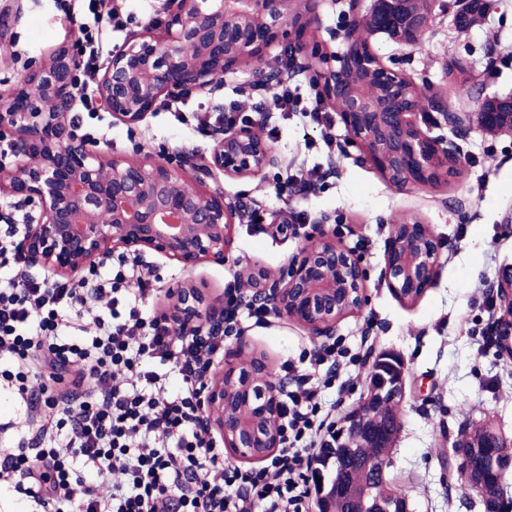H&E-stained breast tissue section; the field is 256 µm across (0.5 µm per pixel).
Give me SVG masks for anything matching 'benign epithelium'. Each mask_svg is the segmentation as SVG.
<instances>
[{
    "label": "benign epithelium",
    "mask_w": 512,
    "mask_h": 512,
    "mask_svg": "<svg viewBox=\"0 0 512 512\" xmlns=\"http://www.w3.org/2000/svg\"><path fill=\"white\" fill-rule=\"evenodd\" d=\"M336 0H168L161 37L128 42L112 59L99 95L104 109L133 127L143 122L164 94L204 91L224 75L252 61L266 84L283 71H266L265 52L282 42L290 56L320 59L316 69L322 95L338 112L353 140L388 183L425 186L448 176L446 143L427 135L417 123L419 110L401 103L388 111L359 95H345L346 77L377 79L395 100L407 79L385 67L372 48L338 54L326 44L309 46L298 31L311 23L320 4ZM396 16L421 36L430 16L412 12L408 0H388ZM75 60L60 48L33 66L17 88L0 95V136L16 134L20 144L10 161L0 162V192L21 195L37 208L18 243L19 252L53 277L74 276L92 260L116 253L163 254L186 268L224 261L241 211L224 200V190L191 186L198 173L245 178L275 163L271 148L255 126L229 128L215 139L202 164L183 152L163 163L109 159L87 147L68 129L73 102ZM440 242L419 222L396 224L385 254V279L403 300L418 298L433 282ZM360 260L336 246L318 227V236L278 276L255 268L249 273L250 298L272 305L275 314L306 326L315 337L328 336L367 300ZM501 312L499 343L512 354V274L498 283ZM172 317L186 327L222 324L218 310L194 282L177 293ZM261 370L229 364L208 383L203 412L208 429L237 458L260 461L280 447V401L273 380ZM398 400L403 385L371 386L370 406L385 397ZM358 512H408L407 499L395 495L372 501L362 495Z\"/></svg>",
    "instance_id": "1"
}]
</instances>
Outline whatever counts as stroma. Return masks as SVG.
I'll return each instance as SVG.
<instances>
[{"label": "stroma", "instance_id": "35a3bbf8", "mask_svg": "<svg viewBox=\"0 0 512 512\" xmlns=\"http://www.w3.org/2000/svg\"><path fill=\"white\" fill-rule=\"evenodd\" d=\"M372 7L373 0L334 11L318 7L315 25L303 38L330 41L329 30L362 27ZM457 10L456 0H431V24L418 42L378 33L370 46L386 67L426 92L430 103L420 124L429 136L460 151L459 177L437 187L391 186L365 159L341 119L333 121L336 147L330 150L301 113L284 117L259 109L261 97L251 88L254 77L246 65L226 76L216 92L185 94L183 111L189 116L202 103L221 108L238 102L249 122L267 136L276 163L245 178L209 179L205 186L223 187L225 200L262 209L274 222L291 212L304 215L303 233H276L271 224L245 217L224 262L185 268L155 251L143 256L162 277L145 304L169 314L171 294L185 282L205 283L218 300L228 283L246 280L253 266L279 273L307 237L315 236L316 225H324L337 246L349 251L366 240L359 257L367 302L337 324L332 338H313L303 325L273 315L264 324L244 323L241 337L225 340L224 357L243 366L260 365L264 375L274 378L286 361L333 339L353 350L370 345L375 356L398 355L405 396L386 472L405 490L409 512H487L485 500L459 479L453 444L461 433L486 425L512 444V357L474 330L487 322L489 288L512 273V130L489 132L470 120L478 97L512 92V0H491L485 18L464 31L453 23ZM84 20L79 0H0V91L19 84L33 60L71 46ZM330 43L332 50L345 48L343 42ZM454 66L464 69L465 86L449 82L448 70ZM99 116L96 149L114 158L182 150L206 156L213 145L212 132H198L192 122L180 124L161 105L132 129L113 121L107 111ZM317 168L328 176L314 193H280L279 183L287 175ZM413 220L430 225L442 248L432 286L405 302L385 280V249L392 225ZM371 367L368 361L348 365L341 376L342 393L326 392V401L338 403L337 421L361 405Z\"/></svg>", "mask_w": 512, "mask_h": 512}]
</instances>
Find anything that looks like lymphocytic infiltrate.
I'll return each instance as SVG.
<instances>
[{
	"label": "lymphocytic infiltrate",
	"instance_id": "f902f5d3",
	"mask_svg": "<svg viewBox=\"0 0 512 512\" xmlns=\"http://www.w3.org/2000/svg\"><path fill=\"white\" fill-rule=\"evenodd\" d=\"M122 13L88 0L72 47L81 102L96 117L88 78L99 71ZM273 108L304 106L326 145L336 133L319 98L301 104L288 84ZM28 214L0 201V354L29 420L30 442L0 450V483L15 484L43 512H310L320 449L340 433L321 399L340 374L345 348L330 345L308 366L287 363L278 381L282 446L268 466L229 462L203 426L202 393L215 357L244 322H265V304L224 290V330L180 329L142 302L160 276L150 265L116 259L90 265L75 283L35 276L16 248ZM79 373L65 380L71 364Z\"/></svg>",
	"mask_w": 512,
	"mask_h": 512
}]
</instances>
